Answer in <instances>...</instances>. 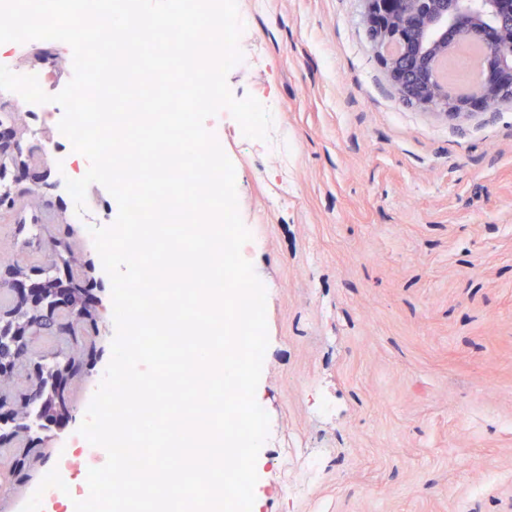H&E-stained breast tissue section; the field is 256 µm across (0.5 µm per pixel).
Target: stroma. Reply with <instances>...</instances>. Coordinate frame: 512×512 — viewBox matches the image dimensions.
<instances>
[{
  "label": "stroma",
  "instance_id": "obj_1",
  "mask_svg": "<svg viewBox=\"0 0 512 512\" xmlns=\"http://www.w3.org/2000/svg\"><path fill=\"white\" fill-rule=\"evenodd\" d=\"M234 98L268 107L280 139L253 147L224 113L205 127L235 169L247 259L266 290L269 345L256 401L268 414L252 512H512V105L459 118L402 102L373 52L362 0H237ZM79 279L95 276L87 225L67 207ZM0 218V253L54 274ZM85 338L68 386L73 422L51 427L14 512H75L42 493L111 359L112 315ZM294 460L321 459L300 499Z\"/></svg>",
  "mask_w": 512,
  "mask_h": 512
}]
</instances>
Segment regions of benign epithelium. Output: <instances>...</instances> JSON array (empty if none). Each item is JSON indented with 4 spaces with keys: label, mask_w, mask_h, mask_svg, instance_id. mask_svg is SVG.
I'll return each instance as SVG.
<instances>
[{
    "label": "benign epithelium",
    "mask_w": 512,
    "mask_h": 512,
    "mask_svg": "<svg viewBox=\"0 0 512 512\" xmlns=\"http://www.w3.org/2000/svg\"><path fill=\"white\" fill-rule=\"evenodd\" d=\"M364 22L373 28L372 45L400 97L414 106L446 116L466 115L474 107L495 112L512 103V0H363ZM481 48L480 73L461 90L441 77L439 62L459 43ZM20 142L17 125L0 127V155ZM17 191L34 189L39 203L52 202L41 191L51 169L33 172L16 157ZM30 308L43 305V290L31 277L0 281ZM53 309L69 317L56 324L51 336L73 339L72 299L66 292L55 297Z\"/></svg>",
    "instance_id": "1"
}]
</instances>
